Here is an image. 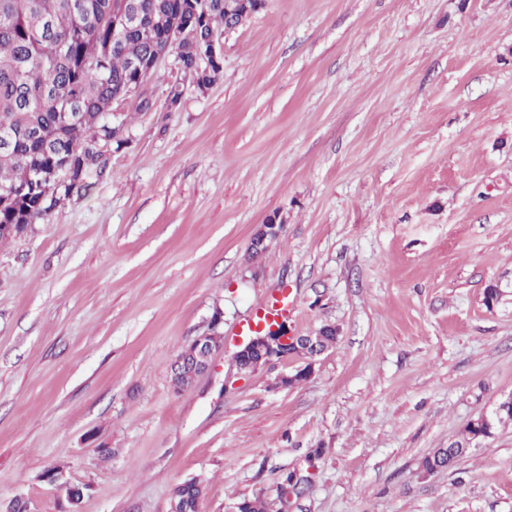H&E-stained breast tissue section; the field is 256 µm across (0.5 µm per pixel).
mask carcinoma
<instances>
[{
	"label": "carcinoma",
	"mask_w": 512,
	"mask_h": 512,
	"mask_svg": "<svg viewBox=\"0 0 512 512\" xmlns=\"http://www.w3.org/2000/svg\"><path fill=\"white\" fill-rule=\"evenodd\" d=\"M138 14L129 27L112 26V14L127 8ZM250 13L224 10V0H208L195 13L190 0H0V243L23 234L61 203L37 192L12 199L11 185L55 169L67 156L75 168L104 171L106 153L94 135L102 128L121 145V126L102 121L112 98L129 82L153 72L132 68L153 52L173 27L188 37L179 44L186 69L197 66L199 49L210 35ZM321 349L336 345V328L321 326L313 335ZM484 436L469 425L446 448H437L423 468L447 469ZM203 488L195 480L178 485L171 497L174 512H197Z\"/></svg>",
	"instance_id": "cac0c4a2"
}]
</instances>
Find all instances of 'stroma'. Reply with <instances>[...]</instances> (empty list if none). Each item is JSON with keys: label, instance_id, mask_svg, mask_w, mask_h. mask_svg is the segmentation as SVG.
<instances>
[{"label": "stroma", "instance_id": "1", "mask_svg": "<svg viewBox=\"0 0 512 512\" xmlns=\"http://www.w3.org/2000/svg\"><path fill=\"white\" fill-rule=\"evenodd\" d=\"M143 95L106 170L0 244V506L62 512L58 468L79 512H168L191 479L200 512H512L511 424L421 467L512 394V292L484 304L512 282V0H267L210 86L166 61ZM285 291L337 345L294 385L296 356L229 381ZM207 337L208 335L196 337L188 346L185 347L181 354L182 356L178 361L180 362L183 358L187 357L193 358L196 361H200L203 365L201 373L207 371L211 364V359L217 350H215L213 345H215L216 348L220 346L213 336H210L209 338L213 345L208 341ZM493 411L494 410L489 414L486 412L482 413L477 419V421L483 423L488 428L486 435H484L485 432L481 425H468L464 433H462L458 439L450 443L448 448H437L424 459V470L430 473V471H433L436 467L439 469H449L476 441L490 437L492 435L490 433V426Z\"/></svg>", "mask_w": 512, "mask_h": 512}]
</instances>
